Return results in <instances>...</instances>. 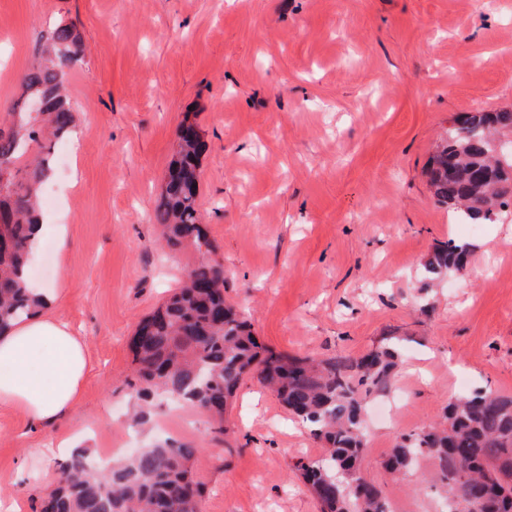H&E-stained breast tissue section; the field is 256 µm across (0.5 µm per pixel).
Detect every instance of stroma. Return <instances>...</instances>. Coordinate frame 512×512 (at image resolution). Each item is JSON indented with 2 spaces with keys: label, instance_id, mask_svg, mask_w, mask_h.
<instances>
[{
  "label": "stroma",
  "instance_id": "1",
  "mask_svg": "<svg viewBox=\"0 0 512 512\" xmlns=\"http://www.w3.org/2000/svg\"><path fill=\"white\" fill-rule=\"evenodd\" d=\"M61 21L85 54L64 76L74 128L42 187L32 283L61 285L53 311L84 339L88 369L51 426L0 406V512H35L68 460L63 438L96 465L163 440L196 446L203 512H319L293 467L326 449L257 379L225 433L165 395L145 427H122L138 402L129 340L198 259L161 250L154 218L186 119L208 143L198 206L227 300L288 354L399 340L407 395L367 419L360 473L398 512H443L432 460L397 477L382 461L449 399L512 395V213L453 223L424 174L458 113L512 108V0H0L1 127ZM451 240L467 245L469 274L427 280Z\"/></svg>",
  "mask_w": 512,
  "mask_h": 512
}]
</instances>
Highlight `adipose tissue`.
<instances>
[{
    "mask_svg": "<svg viewBox=\"0 0 512 512\" xmlns=\"http://www.w3.org/2000/svg\"><path fill=\"white\" fill-rule=\"evenodd\" d=\"M59 296L45 294L38 312L0 334V405L43 425L78 402L87 370L82 340L52 312Z\"/></svg>",
    "mask_w": 512,
    "mask_h": 512,
    "instance_id": "ef3b65f1",
    "label": "adipose tissue"
}]
</instances>
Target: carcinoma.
Listing matches in <instances>:
<instances>
[{"label": "carcinoma", "instance_id": "carcinoma-1", "mask_svg": "<svg viewBox=\"0 0 512 512\" xmlns=\"http://www.w3.org/2000/svg\"><path fill=\"white\" fill-rule=\"evenodd\" d=\"M70 24L56 26L22 76L24 100L13 109L18 124L0 129V330L39 308L20 272L28 268L31 227L39 208L38 186L51 172V142L69 135L73 107L63 86L66 70L81 60ZM45 101L47 115L29 142L43 156L24 164L28 146L20 132L30 124L28 103ZM207 143L198 125L184 119L177 151L165 177L155 219L171 247H188L200 259L183 284L136 326L130 339L133 374L149 395L157 388L187 401L224 428L227 407L249 376L270 388L315 437L328 445L324 459L295 464L321 512H386L379 488L360 475L366 448L365 408L390 388L401 360L394 342L358 358L318 360L263 345L243 314L224 298V266L200 223L199 160ZM437 201L457 218L485 224L512 208V109L468 112L453 119L428 169ZM468 249L451 241L425 266L433 280L466 273ZM197 448L163 441L101 474L83 454H73L36 512H201L203 488L189 463ZM435 461L433 482L448 499V512H512V397L476 389L448 402L443 421L403 438L384 459L400 475L421 456Z\"/></svg>", "mask_w": 512, "mask_h": 512}]
</instances>
